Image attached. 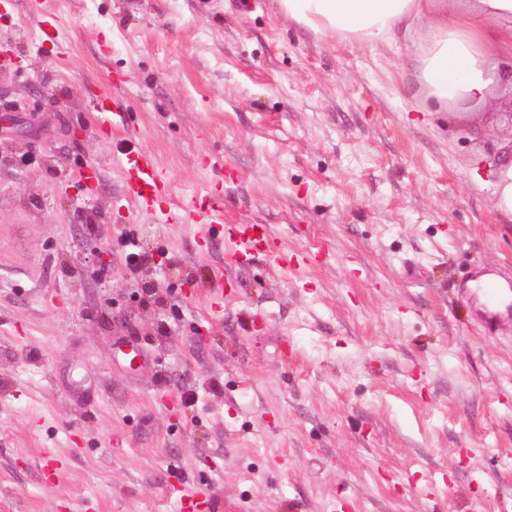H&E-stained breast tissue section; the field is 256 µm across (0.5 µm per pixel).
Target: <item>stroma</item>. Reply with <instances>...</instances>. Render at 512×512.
<instances>
[{"mask_svg":"<svg viewBox=\"0 0 512 512\" xmlns=\"http://www.w3.org/2000/svg\"><path fill=\"white\" fill-rule=\"evenodd\" d=\"M0 46V111L39 102L0 137V512H179L196 484L210 512H512V317L483 329L466 293L512 280L497 105L418 111L402 43H339L279 0H13ZM104 91L129 106L108 140ZM128 149L309 262L235 269L132 213ZM118 341L146 366H110ZM77 367L101 385L81 405ZM494 177L493 195L496 206L501 212L512 215V159L507 154L495 168Z\"/></svg>","mask_w":512,"mask_h":512,"instance_id":"1","label":"stroma"}]
</instances>
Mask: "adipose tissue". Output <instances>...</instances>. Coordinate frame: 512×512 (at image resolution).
I'll return each mask as SVG.
<instances>
[{"label": "adipose tissue", "mask_w": 512, "mask_h": 512, "mask_svg": "<svg viewBox=\"0 0 512 512\" xmlns=\"http://www.w3.org/2000/svg\"><path fill=\"white\" fill-rule=\"evenodd\" d=\"M303 27L345 44L403 38L424 102L476 112L512 95V0H280Z\"/></svg>", "instance_id": "obj_1"}]
</instances>
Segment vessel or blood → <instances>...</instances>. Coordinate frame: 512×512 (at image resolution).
I'll return each mask as SVG.
<instances>
[{
	"label": "vessel or blood",
	"instance_id": "obj_1",
	"mask_svg": "<svg viewBox=\"0 0 512 512\" xmlns=\"http://www.w3.org/2000/svg\"><path fill=\"white\" fill-rule=\"evenodd\" d=\"M94 109L98 132L111 136L115 117L121 116L125 109L124 100L116 95H102L96 98ZM122 178L127 199L137 213L152 212L157 199L169 196L166 178L150 153L128 151ZM173 219L178 224L202 226V236L210 246L229 245L236 265L264 260L288 268L302 262L301 257L281 249L268 225L225 223L222 202L213 194H201L180 205ZM468 295L485 329H493L502 318L512 316V283L478 280L469 288ZM112 361L136 371L145 363L146 355L140 347L122 343L114 347Z\"/></svg>",
	"mask_w": 512,
	"mask_h": 512
}]
</instances>
